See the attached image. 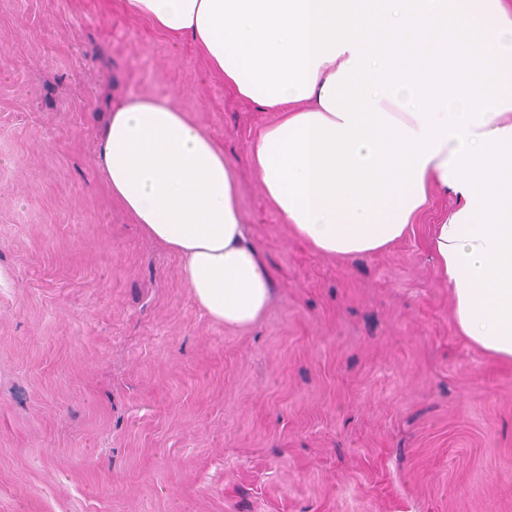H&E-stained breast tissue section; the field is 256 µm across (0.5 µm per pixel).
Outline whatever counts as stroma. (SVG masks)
<instances>
[{"label": "stroma", "instance_id": "stroma-1", "mask_svg": "<svg viewBox=\"0 0 512 512\" xmlns=\"http://www.w3.org/2000/svg\"><path fill=\"white\" fill-rule=\"evenodd\" d=\"M153 94L234 163L274 279L252 326L99 173L112 103ZM276 118L125 0H0V512H512V365L458 333L430 248L454 196L320 254L248 163Z\"/></svg>", "mask_w": 512, "mask_h": 512}]
</instances>
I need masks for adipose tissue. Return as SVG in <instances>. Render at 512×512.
<instances>
[{"instance_id": "adipose-tissue-1", "label": "adipose tissue", "mask_w": 512, "mask_h": 512, "mask_svg": "<svg viewBox=\"0 0 512 512\" xmlns=\"http://www.w3.org/2000/svg\"><path fill=\"white\" fill-rule=\"evenodd\" d=\"M190 40L238 93L277 112L251 140L268 203L336 257L382 251L434 191L457 199L431 246L462 336L512 364V0H126ZM380 14L375 40L364 17ZM419 43L426 61L405 58ZM99 168L124 208L175 253L216 322L255 324L273 279L239 207L234 166L168 98L113 106Z\"/></svg>"}]
</instances>
